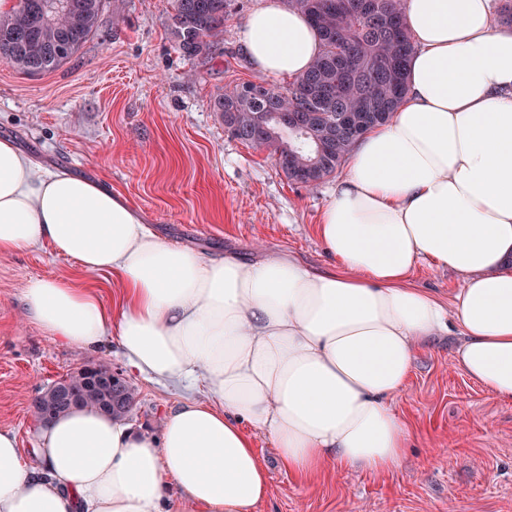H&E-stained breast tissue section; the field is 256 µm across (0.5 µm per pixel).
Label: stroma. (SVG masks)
<instances>
[{"label": "stroma", "instance_id": "1", "mask_svg": "<svg viewBox=\"0 0 512 512\" xmlns=\"http://www.w3.org/2000/svg\"><path fill=\"white\" fill-rule=\"evenodd\" d=\"M259 2L230 0L221 52L202 62L176 49L171 0H112L98 34L55 71L30 76L0 61V136L42 167L104 182L163 240L202 257L281 250L331 269L315 226L336 177L289 183L269 151L229 137L210 108L227 85L260 78L241 50L243 23ZM37 277L94 289L107 304L121 291L112 274L87 276L46 244L0 256V427L16 431L30 464L38 462L34 397L85 364L125 374L137 392L126 421L153 434L182 401L206 398L202 383L129 372L115 341L89 354L50 337L24 312L23 289ZM456 342L440 336L416 353L396 398L413 427L396 472L331 465L304 481L252 431L269 481L255 512H512V402L453 368Z\"/></svg>", "mask_w": 512, "mask_h": 512}]
</instances>
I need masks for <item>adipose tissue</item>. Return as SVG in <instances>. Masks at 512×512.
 Listing matches in <instances>:
<instances>
[{
	"instance_id": "adipose-tissue-1",
	"label": "adipose tissue",
	"mask_w": 512,
	"mask_h": 512,
	"mask_svg": "<svg viewBox=\"0 0 512 512\" xmlns=\"http://www.w3.org/2000/svg\"><path fill=\"white\" fill-rule=\"evenodd\" d=\"M494 0H404L414 51L392 120L353 144L317 231L335 261L315 270L282 253L203 258L154 235L103 184L39 173L0 138V256L49 244L88 274L117 275L118 312L88 288L33 279L27 316L90 349L115 336L153 380L202 381L158 435L85 409L41 425L29 466L0 429V512H254L268 480L249 435L263 432L288 472L336 464L387 473L411 430L394 406L417 345L455 327L453 363L512 401V26ZM242 49L269 76L303 75L316 29L261 0ZM461 278L450 305L412 282L421 262Z\"/></svg>"
}]
</instances>
